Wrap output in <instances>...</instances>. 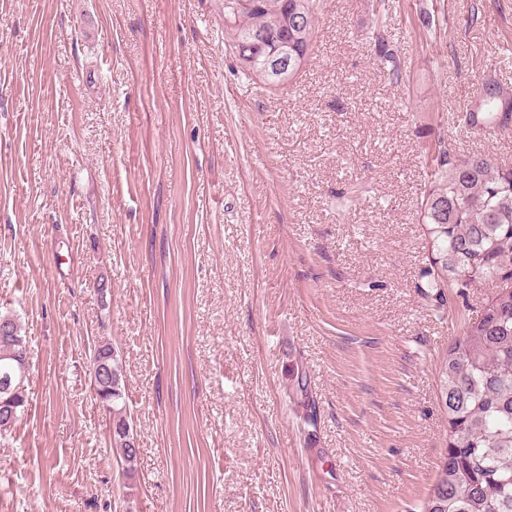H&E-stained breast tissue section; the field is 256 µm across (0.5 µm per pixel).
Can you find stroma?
Instances as JSON below:
<instances>
[{
    "mask_svg": "<svg viewBox=\"0 0 512 512\" xmlns=\"http://www.w3.org/2000/svg\"><path fill=\"white\" fill-rule=\"evenodd\" d=\"M320 8L276 92L235 72L222 0H0V312L30 356L0 512H422L440 362L495 285L435 309L417 211L439 141L512 163V119L465 123L486 82L512 93V0ZM370 35L369 39L374 41L378 50V65L383 69H387L390 75H396V78L398 79L401 70L400 58L393 49L389 48L387 39L384 35V27L377 24ZM114 348L109 343L98 345L89 358L91 386L96 398L102 407L109 413L112 420L111 445L113 448H120V465L124 472L131 471L132 463L137 457L138 448H130L128 444L127 431L133 434V429L126 412V386L123 380L119 360L110 359L109 364L114 367L109 382H101L94 370L96 365L112 353Z\"/></svg>",
    "mask_w": 512,
    "mask_h": 512,
    "instance_id": "obj_1",
    "label": "stroma"
}]
</instances>
